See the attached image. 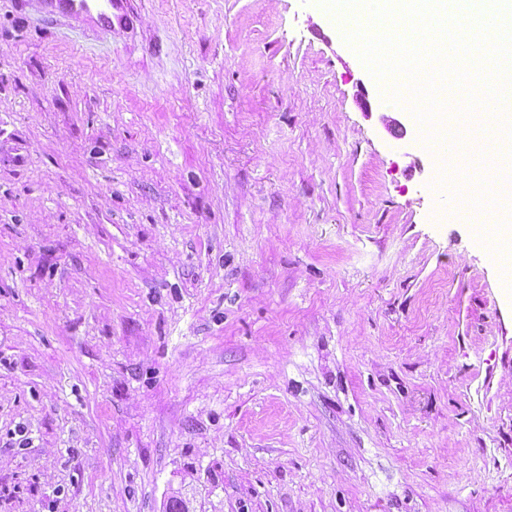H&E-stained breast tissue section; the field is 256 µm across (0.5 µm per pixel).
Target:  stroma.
I'll return each instance as SVG.
<instances>
[{
  "label": "stroma",
  "instance_id": "1",
  "mask_svg": "<svg viewBox=\"0 0 512 512\" xmlns=\"http://www.w3.org/2000/svg\"><path fill=\"white\" fill-rule=\"evenodd\" d=\"M127 11L0 0V512H512L505 264L407 105L315 0ZM49 15L83 18L96 27L112 30V16L124 12L126 0H39Z\"/></svg>",
  "mask_w": 512,
  "mask_h": 512
}]
</instances>
